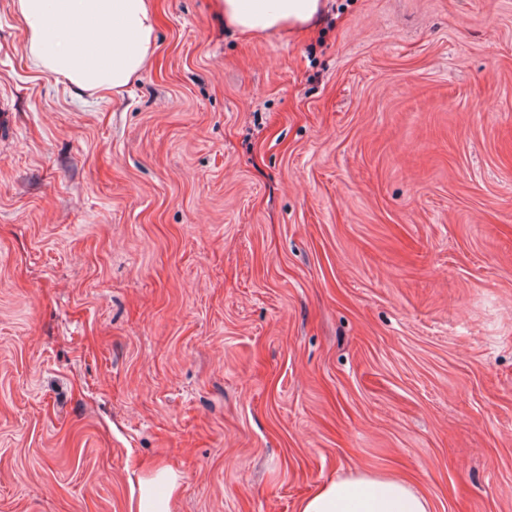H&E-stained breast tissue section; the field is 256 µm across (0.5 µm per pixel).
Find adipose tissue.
<instances>
[{
  "mask_svg": "<svg viewBox=\"0 0 512 512\" xmlns=\"http://www.w3.org/2000/svg\"><path fill=\"white\" fill-rule=\"evenodd\" d=\"M224 24L245 35L319 26L326 0H223ZM38 69L91 93L121 94L149 66L157 16L150 0H13ZM183 475L158 462L134 470L129 512H172ZM299 512H432L405 479L352 472L316 485Z\"/></svg>",
  "mask_w": 512,
  "mask_h": 512,
  "instance_id": "adipose-tissue-1",
  "label": "adipose tissue"
}]
</instances>
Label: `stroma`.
I'll return each mask as SVG.
<instances>
[{
  "label": "stroma",
  "instance_id": "obj_1",
  "mask_svg": "<svg viewBox=\"0 0 512 512\" xmlns=\"http://www.w3.org/2000/svg\"><path fill=\"white\" fill-rule=\"evenodd\" d=\"M120 96L0 0V512H298L363 471L512 512V0H152ZM224 26L245 35L289 33L319 26L326 0H221ZM130 512H172V505L180 494L183 475L166 462L134 469Z\"/></svg>",
  "mask_w": 512,
  "mask_h": 512
}]
</instances>
